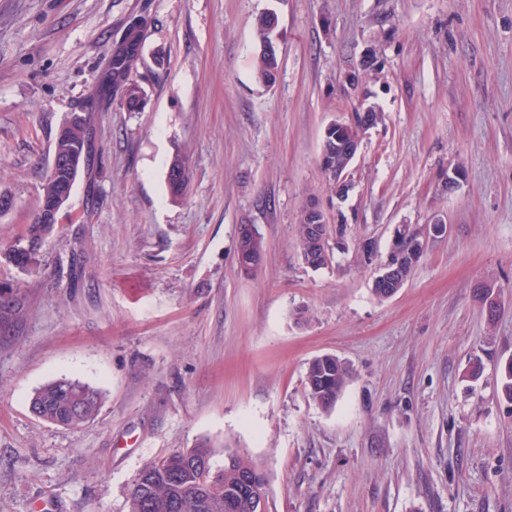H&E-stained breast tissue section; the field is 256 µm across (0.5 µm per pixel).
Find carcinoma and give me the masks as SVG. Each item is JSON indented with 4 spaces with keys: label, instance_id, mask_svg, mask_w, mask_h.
<instances>
[{
    "label": "carcinoma",
    "instance_id": "cac0c4a2",
    "mask_svg": "<svg viewBox=\"0 0 512 512\" xmlns=\"http://www.w3.org/2000/svg\"><path fill=\"white\" fill-rule=\"evenodd\" d=\"M278 17L266 12L255 18L254 28L258 52L255 58L256 78L264 84L276 80L279 60L272 44L277 34ZM139 57L126 54L112 57V81L126 87L120 104L136 112L144 104V90L133 78ZM90 124L70 127L62 136L55 137L53 154L59 157H77L84 165L87 147L86 133ZM361 137V123H345L339 128H330L322 142L330 153L331 164L343 162L342 145L353 143ZM188 170L180 157H175L168 168L167 185L171 199L183 198L187 188ZM309 214L303 212L297 224L300 255L313 256L315 270L329 266L333 253L329 246L311 240L309 236ZM52 224H41L34 219L28 225L24 242H16L8 250V258L25 271H39L38 253L53 230ZM237 245L253 256L262 255V237L243 235ZM351 374L348 367L332 355L313 359L306 372V389L309 399L318 407L330 410L343 392ZM102 405V394L90 385L67 376H62L38 388L31 400V412L38 418L61 426H78L96 417ZM212 450L208 442L202 441L194 448L176 449L164 458L147 464L137 475L129 491L128 512H253L252 498L257 491L264 490L265 480L259 468L247 454L237 448L224 449V466L220 469L200 470L197 463H212ZM258 478L257 485L244 486L247 476Z\"/></svg>",
    "mask_w": 512,
    "mask_h": 512
}]
</instances>
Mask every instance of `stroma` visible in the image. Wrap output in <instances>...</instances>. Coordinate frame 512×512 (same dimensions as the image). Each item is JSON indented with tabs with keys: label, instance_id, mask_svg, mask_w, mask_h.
<instances>
[{
	"label": "stroma",
	"instance_id": "obj_1",
	"mask_svg": "<svg viewBox=\"0 0 512 512\" xmlns=\"http://www.w3.org/2000/svg\"><path fill=\"white\" fill-rule=\"evenodd\" d=\"M267 10L269 87L254 76ZM137 16L145 104L129 112L95 87ZM364 105L383 120L339 198L322 135ZM74 111L92 161L32 274L4 251ZM0 192V291L20 299L0 329V512H127L146 464L202 441L217 467L225 448L248 454L268 512H512V0H0ZM311 202L349 227L319 270L299 255ZM438 219L446 234L376 299L362 242L382 257L394 225ZM243 224L265 243L248 274ZM322 354L352 371L328 411L305 386ZM63 375L103 393L93 422L31 414ZM278 17L275 12H266L255 18L254 28L258 52L255 58L256 78L264 84H272L276 80L279 60L271 46L277 34ZM180 170L182 171L181 173L184 175V179H183V175H181V173H179L181 183H177L173 179L174 172L175 171L179 172ZM187 184H188L187 167H186L183 159L177 156L171 161L169 168H168V172H167L168 190H169L171 199L173 201H178L183 198L185 190L187 188Z\"/></svg>",
	"mask_w": 512,
	"mask_h": 512
}]
</instances>
